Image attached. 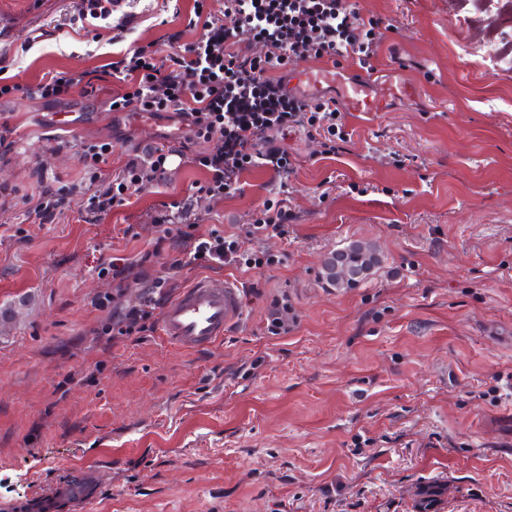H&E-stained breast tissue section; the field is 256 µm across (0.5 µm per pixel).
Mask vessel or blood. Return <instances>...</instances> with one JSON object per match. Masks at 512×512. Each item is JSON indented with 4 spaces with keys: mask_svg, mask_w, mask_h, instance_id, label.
Wrapping results in <instances>:
<instances>
[{
    "mask_svg": "<svg viewBox=\"0 0 512 512\" xmlns=\"http://www.w3.org/2000/svg\"><path fill=\"white\" fill-rule=\"evenodd\" d=\"M331 67L315 66L289 77L287 90L307 86L317 88L322 82L335 79ZM409 83L387 86L377 94L372 78L363 77L346 82L341 104L348 112H378L387 97L411 95ZM245 301L237 281L204 277L197 279L165 308L161 325L164 336L175 346L193 350L215 344L224 338L228 328L240 321Z\"/></svg>",
    "mask_w": 512,
    "mask_h": 512,
    "instance_id": "obj_1",
    "label": "vessel or blood"
}]
</instances>
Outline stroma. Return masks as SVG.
I'll use <instances>...</instances> for the list:
<instances>
[{
    "label": "stroma",
    "instance_id": "obj_1",
    "mask_svg": "<svg viewBox=\"0 0 512 512\" xmlns=\"http://www.w3.org/2000/svg\"><path fill=\"white\" fill-rule=\"evenodd\" d=\"M355 3L381 21L378 84L415 93L345 113L333 154L290 133L292 173L253 167L239 191L201 200L199 234H230L287 187V240H265L273 262L243 271L177 269L182 247L156 248L150 213L205 179L177 158L164 183L83 220L81 142L111 143L116 171L180 122L110 111L103 67L163 47L170 28L197 40L193 0H127L90 32L63 24L77 0H0L1 77L86 73L96 87L0 97L12 142L0 184L14 189L0 196V512L88 483L94 512H512V54L488 51L512 28L488 26L484 0ZM42 171L69 192L52 223L31 224L24 199ZM353 241L375 244L380 265L328 286L324 258ZM151 249L149 272L99 273ZM168 273L182 289L236 279L244 318L193 351L158 325L113 335L116 309ZM283 294L296 322L273 336L268 306Z\"/></svg>",
    "mask_w": 512,
    "mask_h": 512
}]
</instances>
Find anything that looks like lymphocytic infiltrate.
Returning a JSON list of instances; mask_svg holds the SVG:
<instances>
[{
    "label": "lymphocytic infiltrate",
    "mask_w": 512,
    "mask_h": 512,
    "mask_svg": "<svg viewBox=\"0 0 512 512\" xmlns=\"http://www.w3.org/2000/svg\"><path fill=\"white\" fill-rule=\"evenodd\" d=\"M188 26L205 32L192 43L169 34L166 50L139 46L110 62L109 75L119 83L110 102L116 112L175 113L191 123L180 145L146 146L116 173L104 172L111 143L80 144L87 196L84 220L95 224L145 189L160 184L170 157L187 158L206 179L195 198L162 204L151 222L159 243L186 246L190 262L251 269L271 263L256 241L286 239L293 215L287 199L265 200L238 234L222 229L196 232V198L223 199L239 188V177L260 165L276 174L291 170L283 145L290 131L328 142L346 136L342 116L332 97L305 98L285 89L283 74L295 58L339 64L345 59L370 69L379 44L377 20L364 18L353 0H224L222 15L205 14L195 0ZM84 75L61 72L34 85H0V96L21 93L29 99H63L73 89H87ZM173 284L159 276L149 280L144 297L128 306L113 333L135 336L154 323L155 311L169 297Z\"/></svg>",
    "instance_id": "1"
}]
</instances>
